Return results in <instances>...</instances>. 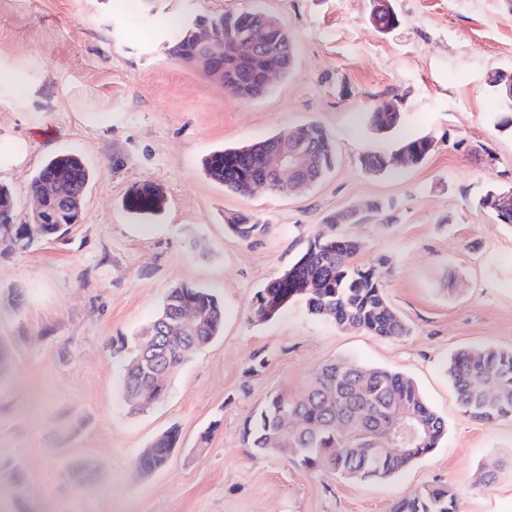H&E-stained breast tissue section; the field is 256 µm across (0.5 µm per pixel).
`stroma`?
<instances>
[{
    "instance_id": "obj_1",
    "label": "stroma",
    "mask_w": 512,
    "mask_h": 512,
    "mask_svg": "<svg viewBox=\"0 0 512 512\" xmlns=\"http://www.w3.org/2000/svg\"><path fill=\"white\" fill-rule=\"evenodd\" d=\"M389 5L399 23L382 33L371 0H0V186L23 219L49 159L72 153L90 172L65 238L0 247V512H391L428 485L453 487L459 512H512V419H470L445 372L460 349H512V224L479 204L512 187V128L498 125L512 107L488 83L512 72V0ZM243 10L279 18L294 46L289 74L255 99L165 49L195 18ZM381 101L403 116L388 136L367 122ZM311 121L336 163L305 193L240 195L204 171L214 151ZM419 136L434 142L420 164L365 169L363 155ZM146 183L161 211L127 212ZM352 209L336 231L361 244L352 266L387 261L383 291L408 333L345 329L301 300L250 321L257 291L325 217ZM238 214L268 233L235 237L226 223ZM182 285L217 295L222 332L167 376L158 403L129 413L124 345ZM336 361L412 378L446 423L437 448L372 482L254 455L244 427L269 395L300 394ZM172 427L167 465L142 474L137 457ZM76 462L92 470L85 483L68 476Z\"/></svg>"
}]
</instances>
